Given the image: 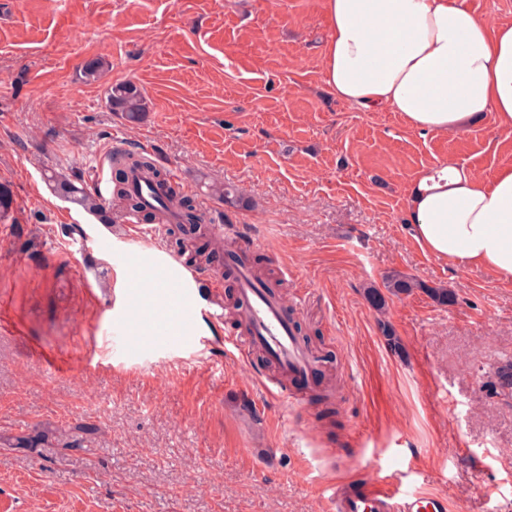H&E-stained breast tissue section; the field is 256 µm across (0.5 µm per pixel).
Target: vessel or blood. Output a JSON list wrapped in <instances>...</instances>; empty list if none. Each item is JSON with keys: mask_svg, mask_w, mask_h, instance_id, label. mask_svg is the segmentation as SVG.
Here are the masks:
<instances>
[{"mask_svg": "<svg viewBox=\"0 0 512 512\" xmlns=\"http://www.w3.org/2000/svg\"><path fill=\"white\" fill-rule=\"evenodd\" d=\"M237 294L240 307V330L224 334L225 344L239 353L249 349L261 351L281 377L293 381L314 382L324 367L319 355L299 340L294 317L277 283L260 281L245 263L236 266ZM333 512H447L445 497L415 494L389 487L384 480L365 481L330 497Z\"/></svg>", "mask_w": 512, "mask_h": 512, "instance_id": "b4317fda", "label": "vessel or blood"}]
</instances>
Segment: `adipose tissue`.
<instances>
[{
    "label": "adipose tissue",
    "instance_id": "adipose-tissue-1",
    "mask_svg": "<svg viewBox=\"0 0 512 512\" xmlns=\"http://www.w3.org/2000/svg\"><path fill=\"white\" fill-rule=\"evenodd\" d=\"M324 88L413 131L448 135L494 114L512 134V22L462 0H324ZM404 219L425 254L512 281V166L493 178L459 162L413 180Z\"/></svg>",
    "mask_w": 512,
    "mask_h": 512
}]
</instances>
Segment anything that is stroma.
<instances>
[{
	"mask_svg": "<svg viewBox=\"0 0 512 512\" xmlns=\"http://www.w3.org/2000/svg\"><path fill=\"white\" fill-rule=\"evenodd\" d=\"M327 35L323 0H0V512H328L332 489L377 478L512 512V406L492 376L512 361V282L425 255L404 222L417 173L458 161L493 176L512 135L491 116L419 133L337 100ZM128 80L147 99L135 124L107 105ZM116 143L252 241L250 264L282 280L329 358L330 403L266 405L276 369L225 352L201 290L166 352L127 317L142 260L180 271L176 225L124 239L45 181L88 185ZM215 183L252 207L212 199ZM88 234L105 247L85 254ZM392 271L454 304L416 291L377 313L365 291ZM118 320L141 361L108 354Z\"/></svg>",
	"mask_w": 512,
	"mask_h": 512,
	"instance_id": "obj_1",
	"label": "stroma"
}]
</instances>
